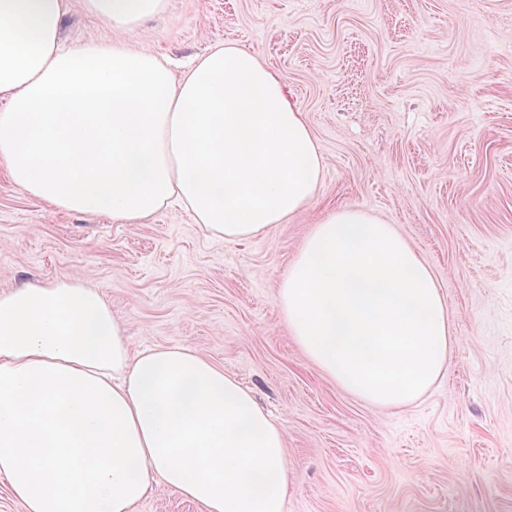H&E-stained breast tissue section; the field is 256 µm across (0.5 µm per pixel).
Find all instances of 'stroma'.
<instances>
[{
  "mask_svg": "<svg viewBox=\"0 0 512 512\" xmlns=\"http://www.w3.org/2000/svg\"><path fill=\"white\" fill-rule=\"evenodd\" d=\"M104 29L69 0L65 45ZM125 39L179 61L254 51L315 137L318 192L227 242L176 203L139 224L57 209L0 163V293L79 280L133 350L188 346L222 366L286 433L284 512H512V0H169ZM340 207L395 225L448 305V370L405 408L341 389L276 307L311 226Z\"/></svg>",
  "mask_w": 512,
  "mask_h": 512,
  "instance_id": "1",
  "label": "stroma"
}]
</instances>
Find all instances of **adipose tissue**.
Listing matches in <instances>:
<instances>
[{
  "mask_svg": "<svg viewBox=\"0 0 512 512\" xmlns=\"http://www.w3.org/2000/svg\"><path fill=\"white\" fill-rule=\"evenodd\" d=\"M97 43L62 48L68 0H0V161L29 196L137 224L170 200L205 235L265 236L323 161L283 78L217 45L181 77L126 30L168 0H86ZM290 335L346 392L406 407L443 376L448 306L394 225L331 210L277 293ZM0 475L24 512H133L160 479L201 512H283L285 432L188 346L132 350L104 293L60 279L0 294Z\"/></svg>",
  "mask_w": 512,
  "mask_h": 512,
  "instance_id": "adipose-tissue-1",
  "label": "adipose tissue"
}]
</instances>
